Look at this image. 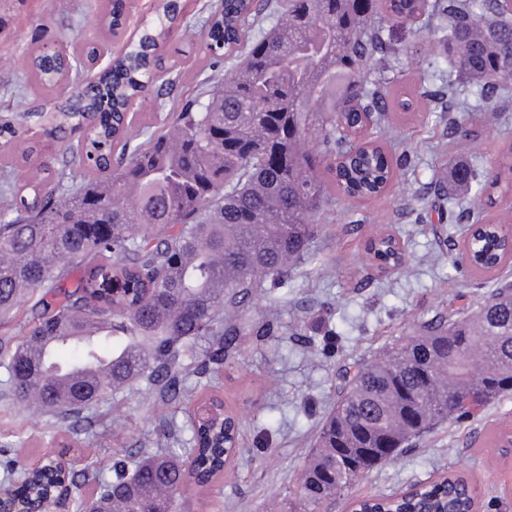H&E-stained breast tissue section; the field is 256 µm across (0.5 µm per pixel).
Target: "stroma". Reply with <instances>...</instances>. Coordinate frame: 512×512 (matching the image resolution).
<instances>
[{"mask_svg":"<svg viewBox=\"0 0 512 512\" xmlns=\"http://www.w3.org/2000/svg\"><path fill=\"white\" fill-rule=\"evenodd\" d=\"M107 5L108 0H0V121L10 120L18 137L36 144L59 173L64 167L56 141L38 133L40 113L52 111L54 104L27 90L19 61L36 46L74 37L98 42L101 32L90 20ZM404 37L417 50L398 65L400 87L436 92L448 76L442 48L426 31L409 30ZM202 39L194 34L181 79L168 96L152 90L139 101L136 128L170 124L183 100L201 92L209 73ZM499 105L496 118L457 113L463 127L472 130L465 137L449 131L447 113L435 106L401 117L386 144L404 162L398 181L366 200L349 202L335 193L326 199L313 260L290 270L285 285L268 288L245 313L251 321L273 325L274 334L239 337V358L225 363L203 391L239 416L241 451L222 478L183 493L189 512H268L270 503L288 502V488L336 402L343 365L376 358L422 322L477 310L501 281L512 283V264L496 278L479 279L458 263L468 222L449 207L440 188L452 162H474L489 177L501 175L500 159L512 150V95ZM381 229L400 240L406 269L382 273L367 259V240ZM91 414L100 422L94 434L74 435L54 417L21 410L0 391V457L9 456V444L22 438L30 443L32 460L61 457L79 465L91 458L107 477L113 454L155 440L165 418L176 422L175 451H182L189 438L188 408L148 404L136 389L117 395L113 404L95 406ZM508 423L512 396L489 404L480 418L450 420L375 469L330 510L348 512L357 498L395 493L460 471L478 486L482 512H512V466L493 446L496 432Z\"/></svg>","mask_w":512,"mask_h":512,"instance_id":"stroma-1","label":"stroma"}]
</instances>
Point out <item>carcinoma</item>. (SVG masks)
Here are the masks:
<instances>
[{
	"label": "carcinoma",
	"mask_w": 512,
	"mask_h": 512,
	"mask_svg": "<svg viewBox=\"0 0 512 512\" xmlns=\"http://www.w3.org/2000/svg\"><path fill=\"white\" fill-rule=\"evenodd\" d=\"M509 12L512 0H220L205 23L206 100H186L172 126L134 147L122 111L147 61L162 65L156 50L176 21L169 4L158 5L144 37L98 84L78 85L62 59L31 50L23 72L32 92L77 98L97 122L70 117L67 103L52 120L65 166L80 170L75 184L60 178L48 189L45 165L34 178L3 165L0 259L12 264L0 266V329L16 333L0 339V368L11 399L27 410L38 393L40 411L85 434L87 409L134 385L154 404L190 400L189 379L219 373L238 337L270 334L268 325L224 322V310L248 305L258 283L281 285L293 266L313 259L315 216L330 189L352 199L387 187L393 164L380 139L396 128L395 116L416 107L388 76L409 51L396 32L429 14L438 41L454 52L448 111L496 112L512 78ZM466 81L478 87L473 101ZM499 182L455 163L448 203L481 213L496 205ZM371 244L370 252H399L389 233ZM511 253L507 237L474 234L471 271H496ZM477 314L487 328L471 329L468 315L441 318L391 343L383 357L344 369L336 408L289 491L299 510L289 512H323L342 473L362 478L438 424L512 393V284L496 288ZM457 338L464 351L450 365L439 348ZM63 345L75 351L67 363L56 359ZM124 353L97 380L57 394L58 377ZM478 374L488 385L478 407L453 402ZM236 426L224 410L206 422L189 418L199 483L224 471ZM339 442L351 452L336 450ZM12 452L0 465L5 482L20 495L40 491L15 467L26 442ZM61 475L91 490L99 512L183 508L187 469L178 454L137 448L115 460L109 479L90 463L79 471L65 464ZM468 497L458 480L435 483L406 506L461 512Z\"/></svg>",
	"instance_id": "carcinoma-1"
}]
</instances>
